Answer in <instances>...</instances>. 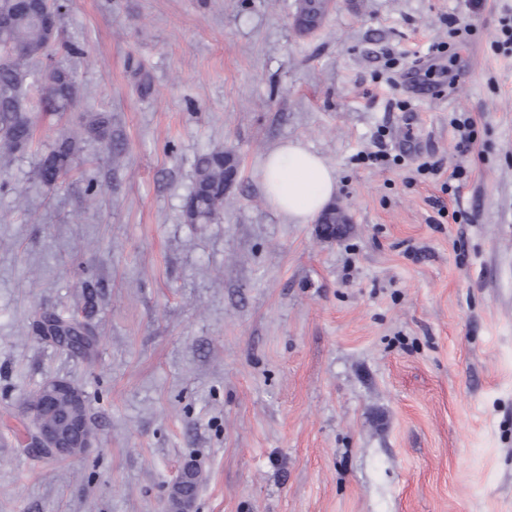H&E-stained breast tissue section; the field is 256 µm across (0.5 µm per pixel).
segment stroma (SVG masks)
<instances>
[{
    "label": "stroma",
    "mask_w": 512,
    "mask_h": 512,
    "mask_svg": "<svg viewBox=\"0 0 512 512\" xmlns=\"http://www.w3.org/2000/svg\"><path fill=\"white\" fill-rule=\"evenodd\" d=\"M507 5L339 0L300 35L296 0H69L38 66L71 72L74 105L0 160V512H171L187 462L194 512H512ZM96 117L123 164L88 134L43 187L40 159ZM285 140L335 168L343 236L267 204L259 166ZM379 144L391 162L366 161ZM214 149L237 180L192 224ZM43 311L95 326L92 358L39 336ZM52 378L84 391L88 454L29 445L23 404ZM497 22L498 31L503 40H495L492 43V47L497 51L512 53V7L510 9H503L499 14ZM451 123L455 124L461 131L460 139L455 149L460 154L468 153L477 139L473 120L468 117H464L463 119L455 117L451 120ZM226 159L231 160L224 150H212L196 158L195 181L184 204L190 223H208L224 209V192H230L237 177L234 167L224 182Z\"/></svg>",
    "instance_id": "obj_1"
}]
</instances>
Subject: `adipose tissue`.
<instances>
[{
  "label": "adipose tissue",
  "mask_w": 512,
  "mask_h": 512,
  "mask_svg": "<svg viewBox=\"0 0 512 512\" xmlns=\"http://www.w3.org/2000/svg\"><path fill=\"white\" fill-rule=\"evenodd\" d=\"M259 181L268 205L289 222H313L336 193V171L297 141H284L264 156Z\"/></svg>",
  "instance_id": "1"
}]
</instances>
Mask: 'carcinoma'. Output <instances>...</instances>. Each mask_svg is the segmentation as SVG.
I'll list each match as a JSON object with an SVG mask.
<instances>
[{"mask_svg":"<svg viewBox=\"0 0 512 512\" xmlns=\"http://www.w3.org/2000/svg\"><path fill=\"white\" fill-rule=\"evenodd\" d=\"M329 7L330 0H303L294 14L297 31L320 27ZM42 45L41 29L17 0H0V156L20 151L21 144L32 138V86L27 83V76ZM69 76L71 73L62 68L45 74L44 93L38 99L42 111L63 112L72 103L76 91L66 83ZM75 145V138H64L44 158L38 178L45 186H52L67 169ZM228 158L222 150H212L196 158L195 181L184 204L190 223H208L224 209L225 161ZM47 321L51 322L57 348L70 353L75 347L81 355H88L95 348L97 331L90 324L54 312L49 313Z\"/></svg>","mask_w":512,"mask_h":512,"instance_id":"obj_1","label":"carcinoma"}]
</instances>
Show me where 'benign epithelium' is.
I'll use <instances>...</instances> for the list:
<instances>
[{"label":"benign epithelium","mask_w":512,"mask_h":512,"mask_svg":"<svg viewBox=\"0 0 512 512\" xmlns=\"http://www.w3.org/2000/svg\"><path fill=\"white\" fill-rule=\"evenodd\" d=\"M44 48H50L56 40L57 21L48 11H43ZM66 399L69 414L48 423L43 417L52 413L56 401ZM26 414L33 426V441L42 454L52 458H68L84 455L93 448L94 433L89 430L90 414L82 390L72 382L55 378L42 385L41 397L30 401ZM196 468L186 463L171 487L173 512H193L195 497L184 491L183 479L187 471Z\"/></svg>","instance_id":"obj_1"}]
</instances>
